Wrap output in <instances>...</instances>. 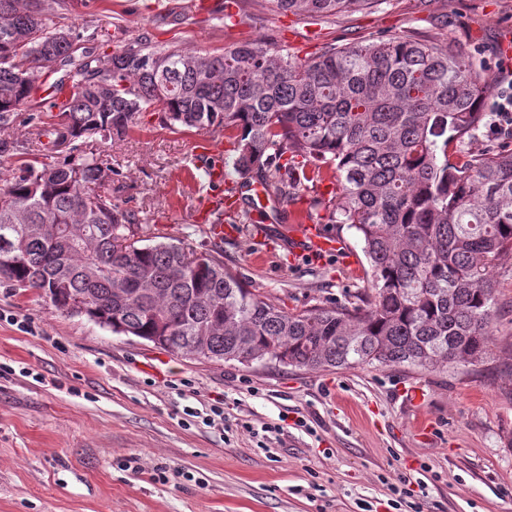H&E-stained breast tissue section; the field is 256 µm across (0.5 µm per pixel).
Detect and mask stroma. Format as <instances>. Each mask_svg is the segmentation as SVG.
<instances>
[{"instance_id":"obj_1","label":"stroma","mask_w":512,"mask_h":512,"mask_svg":"<svg viewBox=\"0 0 512 512\" xmlns=\"http://www.w3.org/2000/svg\"><path fill=\"white\" fill-rule=\"evenodd\" d=\"M46 0L52 27L110 35L103 51L136 38L201 53L248 39L299 57L394 33L443 40L490 61L492 95L512 92V59L498 48L512 0H385L318 24L271 0ZM232 2L241 24H224ZM0 128V167L33 160L53 121V65ZM201 130L172 129L142 113L124 139L93 150L120 176L115 202L137 213L140 237L219 252L260 296L287 309L354 301L369 263L355 230L336 224L330 181L287 203L305 223L342 238L344 255L315 260L288 247V219L255 217L230 190L242 179L225 144L224 182L195 153ZM220 194L236 223L214 238L197 219L200 196ZM499 314L483 362L437 371L367 365L291 370L177 356L87 316L54 311L35 290L0 278V512H512V253L494 272ZM225 423L205 424L215 401ZM288 417L278 434L270 426ZM304 426H297V419ZM426 431H418L417 421ZM140 459V471L127 466ZM164 481L152 479L156 467ZM410 502L392 508L400 489Z\"/></svg>"}]
</instances>
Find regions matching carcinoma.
Here are the masks:
<instances>
[{
  "label": "carcinoma",
  "instance_id": "obj_1",
  "mask_svg": "<svg viewBox=\"0 0 512 512\" xmlns=\"http://www.w3.org/2000/svg\"><path fill=\"white\" fill-rule=\"evenodd\" d=\"M319 21L385 0H273ZM73 92L38 132L57 156L0 171V276L184 358L299 370L475 364L497 315L494 271L512 252V149L454 160L491 90L487 69L410 34L331 44L302 59L264 41L220 54L135 39L99 53L50 27L41 0H0V123L49 65ZM149 109L171 127L220 131L239 173L275 195L336 179V223L355 230L368 291L288 310L255 294L218 253L142 244L112 200V163L90 139H122ZM40 224L45 232L25 234Z\"/></svg>",
  "mask_w": 512,
  "mask_h": 512
}]
</instances>
